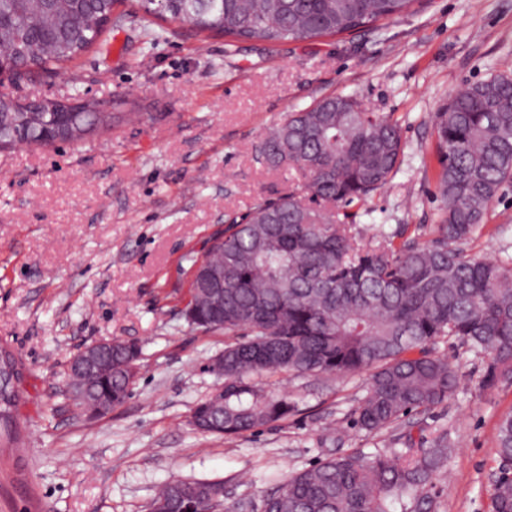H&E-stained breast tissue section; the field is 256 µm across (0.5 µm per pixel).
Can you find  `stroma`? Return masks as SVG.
Returning a JSON list of instances; mask_svg holds the SVG:
<instances>
[{
  "instance_id": "35a3bbf8",
  "label": "stroma",
  "mask_w": 512,
  "mask_h": 512,
  "mask_svg": "<svg viewBox=\"0 0 512 512\" xmlns=\"http://www.w3.org/2000/svg\"><path fill=\"white\" fill-rule=\"evenodd\" d=\"M121 22L65 74L9 84L16 99L101 101L140 120L80 143L0 151V344L25 369L21 448H0V512H146L174 478L216 480L224 502L260 512L288 475L337 455L402 447L447 432L440 512H491L495 428L512 410V384L484 394L482 361L450 340L459 368L447 402L374 435L354 427L365 376L262 378L288 395L287 420L238 436L204 434L191 408L223 384L210 368L228 341L193 330L181 314L188 254H202L228 214L277 199L302 182L273 168L256 145L288 113L352 94L402 128L400 171L357 210L353 234L427 240L442 204L430 169V116L490 72L512 73V0H425L379 30L270 45L196 36L169 24L156 40L142 12ZM489 227L468 244L512 256V183ZM100 339L136 344L140 369L126 401L91 418L63 394L66 362Z\"/></svg>"
}]
</instances>
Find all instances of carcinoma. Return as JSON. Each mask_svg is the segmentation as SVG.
I'll return each mask as SVG.
<instances>
[{
    "mask_svg": "<svg viewBox=\"0 0 512 512\" xmlns=\"http://www.w3.org/2000/svg\"><path fill=\"white\" fill-rule=\"evenodd\" d=\"M148 17L185 22L198 33L276 44L355 30L411 12L419 0H137ZM120 0H0V61L13 80L59 72L96 46ZM71 116L56 105L17 106L0 95V148L46 147ZM436 193L443 208L432 239L397 245L381 233L370 244L350 232L353 215L334 207L365 204L400 170L403 140L389 115L366 111L352 95H330L290 112L264 137L260 157L304 173L296 190L229 215L205 254L189 256L182 310L200 333L247 339L224 346V403L191 409L200 432L236 436L288 419V396L259 387L277 374L345 377L366 372L355 409L369 433L426 412L459 386L456 366L436 352L454 339L484 360L480 390L512 382V258L488 259L465 245L485 228L501 186L512 181V75L493 73L457 93L431 118ZM78 140L104 132L91 114ZM224 275L220 280L214 276ZM140 350L118 341L82 401L121 406ZM0 374V447L23 445L21 393ZM448 434L406 451L377 448L330 457L289 475L262 500V512H438L436 482L446 471ZM499 460L491 512H512V411L496 428ZM219 486L175 479L149 512H229Z\"/></svg>",
    "mask_w": 512,
    "mask_h": 512,
    "instance_id": "cac0c4a2",
    "label": "carcinoma"
}]
</instances>
